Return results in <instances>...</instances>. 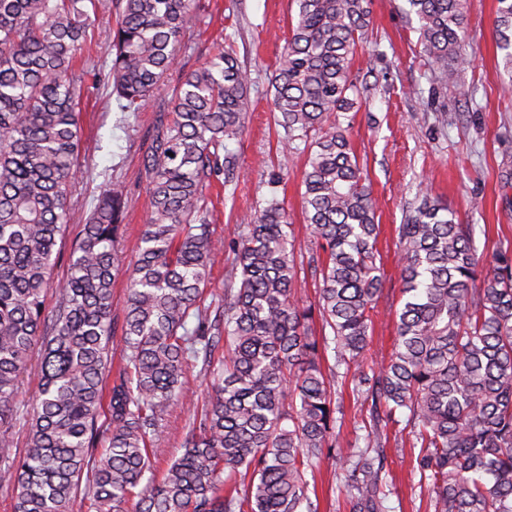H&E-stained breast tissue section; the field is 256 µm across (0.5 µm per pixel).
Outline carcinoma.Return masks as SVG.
Masks as SVG:
<instances>
[{
    "label": "carcinoma",
    "instance_id": "obj_1",
    "mask_svg": "<svg viewBox=\"0 0 512 512\" xmlns=\"http://www.w3.org/2000/svg\"><path fill=\"white\" fill-rule=\"evenodd\" d=\"M494 31L512 77V0H496ZM297 15L271 79L284 149L310 146L305 220L319 251L295 252L272 199L234 239L224 293L209 291L215 237L204 190L234 166L251 78L216 50L182 78L171 118L147 158L151 216L129 276L123 364L112 374V285L125 197L115 185L81 225L69 273L47 308L72 215L82 140L75 69L96 20L115 14L112 60L89 72L125 112L161 90L197 0H0V486L14 512H318L307 472L322 457L346 466L349 512H386L388 436L403 426L430 512H512V245L479 273L472 224L423 201L398 226L400 299L391 354L368 361L385 284L376 204L340 117L361 98L355 47L370 0H295ZM433 71L468 63L466 0H406ZM312 283L315 300L299 302ZM40 385L28 442L13 451L21 377L33 353ZM201 365L212 395L185 426L182 455L161 475L162 422ZM372 400L365 450L336 443L338 377ZM111 384L109 402L103 389Z\"/></svg>",
    "mask_w": 512,
    "mask_h": 512
}]
</instances>
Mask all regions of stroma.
I'll use <instances>...</instances> for the list:
<instances>
[{
    "label": "stroma",
    "instance_id": "obj_1",
    "mask_svg": "<svg viewBox=\"0 0 512 512\" xmlns=\"http://www.w3.org/2000/svg\"><path fill=\"white\" fill-rule=\"evenodd\" d=\"M405 0H371L367 38L356 49L352 70L365 92L349 112L348 138L377 202L386 288L375 313L373 358L388 355L396 328L388 306L399 298L397 227L424 196L438 198L459 223L476 227L480 266L488 268L498 245L512 242V94L497 48L496 0H468L467 68L441 81L431 70L418 34L403 13ZM297 6L294 0H200L189 19L176 61L163 88L137 112L122 111L106 85L81 104L82 138L95 149L77 166L70 197L74 221L60 243L54 282L65 280L80 226L103 189L120 183L126 196L121 270L112 286L113 316L122 322L128 297L127 272L141 246L150 216L146 158L171 94L187 72L220 45L232 46L251 74L252 106L243 136L229 146L236 177L223 192H209L217 236L236 237L251 216L277 199L295 228V247L315 244L302 214V176L307 156L282 148L270 79L279 66ZM342 401L336 440L350 448L365 433L372 406L354 400L346 384L335 387ZM412 450H388L382 475L391 491L389 512H428L429 495L419 486ZM319 512H347L341 464L322 459L314 470Z\"/></svg>",
    "mask_w": 512,
    "mask_h": 512
}]
</instances>
